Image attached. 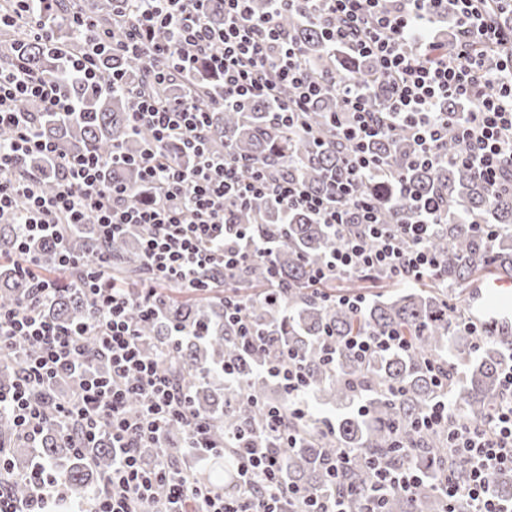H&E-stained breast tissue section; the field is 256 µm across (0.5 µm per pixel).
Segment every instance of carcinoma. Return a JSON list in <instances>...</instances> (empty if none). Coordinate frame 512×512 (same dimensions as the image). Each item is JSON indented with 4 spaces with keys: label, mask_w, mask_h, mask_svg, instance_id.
I'll return each mask as SVG.
<instances>
[{
    "label": "carcinoma",
    "mask_w": 512,
    "mask_h": 512,
    "mask_svg": "<svg viewBox=\"0 0 512 512\" xmlns=\"http://www.w3.org/2000/svg\"><path fill=\"white\" fill-rule=\"evenodd\" d=\"M283 29L300 44L306 57L320 71L329 65L328 49L319 30L297 15L280 17ZM27 65L59 83L77 103L70 121H58L29 100L24 108L40 123L44 134L68 152L104 154L119 147L136 157L153 141L148 129L132 131L128 121L129 103L123 91L104 87L92 91L76 81L63 60L35 44L28 48ZM105 69H121L136 77L143 73L142 62L125 56H103ZM351 80L373 87L382 98L389 83L382 80L368 60L354 62L336 53V81ZM196 87V104L210 111L208 146L215 152L230 150L236 157L262 165L275 176L302 181L311 191L331 194L336 174L343 168L346 149L336 137L331 115L337 111V97L328 96L308 113L313 128L309 136L296 135L275 123V106L266 101H247L233 109L213 107L218 83L203 71L191 79ZM372 152L391 169L404 172L410 192L401 190L387 172L370 175L360 191L372 196L381 208L382 219L396 223L410 216L414 199L433 198L443 205L441 224L429 240V248L441 260L439 272L407 287L394 283L383 272L345 279L346 287L359 288L370 282L391 292L359 311L323 295L332 284L313 285L310 270L336 248L339 239L315 218L301 210H285L275 202L255 199L227 209L228 231L238 225L249 227L260 240L274 242L269 259L250 258L233 272L216 267L203 272V291H190L177 283L160 287L155 305L161 318L144 324V353L154 357L158 342L173 326L186 336L176 349L167 371L188 388L192 409L217 418L211 428V443L224 448V467H200L191 476L210 488H229L235 481L230 467L235 465L233 449L252 441L268 448L273 440L262 429V409L270 405L288 408V397L278 381L266 373V364L291 350L301 354L310 382L311 394L322 406L338 412L335 420L310 412L289 423L295 436L286 449L288 482L315 497L328 495L338 484L330 476L328 460L336 449L350 451V462L342 483L352 484L360 497L352 500L351 512H363L364 498L373 493V474L364 460L375 458L399 469L405 465L422 473V481L410 501L394 491L383 498L384 512H439L443 501L433 479L448 464L447 434L411 430V423L438 402H448L454 421L482 422L501 401V371L506 349L512 340L476 336L461 325L468 307L465 293L471 283L486 273L512 274V194L494 195L466 167L457 162L433 168L410 165L413 146L406 131L394 139L371 145ZM27 167L40 179L45 192L53 191L58 177L45 163L32 158ZM490 220L498 237L488 241L470 221ZM17 225L14 218H0V253L12 254L11 243ZM142 230L105 241L91 225L73 231L68 250L78 259L73 267L58 266L51 248L37 242L41 273L52 274L59 291L54 301L39 308L51 320L66 325L90 323L92 308L87 297L76 289L83 266L105 255L109 277L127 283L143 278L146 268L138 251ZM279 273L277 300L265 298L270 274ZM30 283L15 267L0 268V306L13 308L28 298ZM246 303L245 314L253 329L267 338V346L256 350L239 338L237 326L224 319L226 298ZM398 330L412 339L407 351L381 352L362 359L343 346L347 336L367 332ZM336 339V356L327 365L322 358L325 334ZM237 365L235 381L224 383V363ZM20 376L12 358H0V388H10ZM67 383L55 379L33 391V400L53 416ZM84 440L79 430L63 427L51 419L44 427L37 447L12 451L13 468L30 469L33 460L50 465L78 508L103 486V476L112 469V447L100 433L87 444L84 454L75 448ZM185 429L174 425L149 457L163 455L174 463L189 455Z\"/></svg>",
    "instance_id": "carcinoma-1"
}]
</instances>
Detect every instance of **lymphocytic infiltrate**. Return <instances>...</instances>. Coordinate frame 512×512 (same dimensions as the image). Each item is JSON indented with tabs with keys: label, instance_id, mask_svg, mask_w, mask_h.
<instances>
[{
	"label": "lymphocytic infiltrate",
	"instance_id": "lymphocytic-infiltrate-1",
	"mask_svg": "<svg viewBox=\"0 0 512 512\" xmlns=\"http://www.w3.org/2000/svg\"><path fill=\"white\" fill-rule=\"evenodd\" d=\"M209 2L119 0L122 17L112 30L100 25L90 7L64 17L53 13V0H13L12 10L0 11V28L20 23L27 30L14 45L10 63L0 65V128L13 133L10 148L0 150V214L16 217L12 249L21 259L19 271L32 280L27 303L0 308V354L18 343L31 349L21 360L18 383L0 391V411L10 416L19 440L34 447L48 417L30 392L52 379H68L72 396L57 405L56 420L78 425L85 440H93L102 426L112 439V469L90 512H283V499L299 493L286 481L281 449H236L240 485L227 494L197 485L166 459L143 453L172 425L187 431L189 446L198 454L214 450L207 439L210 419L193 411L187 392L161 360L175 352L182 331L173 330L160 342L158 358L146 357L141 344L143 322L158 315L153 303L158 285L195 288L207 269L221 265L232 270L246 256L270 255L266 242L247 231L226 237V203L242 205L267 196L328 225L339 244L312 271L314 283L378 270L402 282L432 275L440 265L428 246L439 206L425 202L413 218L385 223L376 203L358 192L368 172L381 164L369 152L372 143L408 128L417 145L414 164L433 167L452 158L468 166L492 193L512 190V27L501 20L512 12V0H395L391 10L385 0H270L262 16L251 13L250 0H224L219 29L209 23ZM448 11L456 21L451 45L444 49L425 38L424 30ZM287 12L321 28L329 51L341 48L351 58H371L390 80L389 96L377 100L359 83H340L332 74L314 76L301 47L279 26ZM61 23L78 32L79 49L57 41L55 29ZM162 30L168 33L163 41L157 38ZM33 44L55 51L85 83L124 88L132 129L152 130L154 147L137 158L119 148L78 155L45 138L24 102L39 101L44 112L59 120L77 105L54 81L28 69L24 57ZM107 52L140 58L143 79L103 71L99 58ZM202 64L222 81L218 107L270 99L278 120L306 135L311 132L309 110L324 96L336 95L332 124L347 154L335 194L309 191L293 178L271 177L229 152L220 157L205 152L208 112L190 92L173 100L160 94L166 86L186 83ZM449 102L461 105L456 116L447 115ZM451 124L457 151L450 157L442 143ZM177 141L192 149L191 163L167 154V146ZM32 155L43 157L58 174L55 193L42 192L37 179L21 177ZM129 164L153 188L137 205L129 201L131 186L105 178L106 172ZM85 224L105 239L128 226H142L140 253L150 276L122 288L110 281L105 259H96L80 283L96 316L91 324L67 326L34 309L53 300L57 289L53 282L36 279L40 260L30 243L50 245L60 266L73 265L76 259L65 249L64 237ZM96 354L109 362L110 377L93 375ZM268 372L285 381L288 406L267 408L263 429L282 437L289 418L307 416L310 391L293 353L275 358ZM501 385L502 400L483 423L452 421L447 403L440 402L412 424L418 431L446 430L448 454L462 465L461 471L441 476L444 512H512V500L501 498L491 481L496 473L512 471V364L504 367ZM133 398L141 404L134 417L127 413ZM369 466L376 476L370 512H381L384 491L409 496L419 480L409 467L391 472L374 459ZM12 473L11 460L0 448V512H52L66 497L41 465L26 478L28 496L18 498Z\"/></svg>",
	"mask_w": 512,
	"mask_h": 512
}]
</instances>
